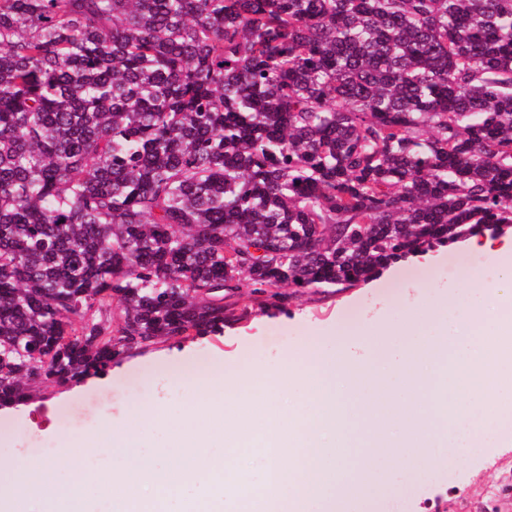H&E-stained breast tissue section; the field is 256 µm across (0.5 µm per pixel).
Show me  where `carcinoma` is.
<instances>
[{"mask_svg": "<svg viewBox=\"0 0 512 512\" xmlns=\"http://www.w3.org/2000/svg\"><path fill=\"white\" fill-rule=\"evenodd\" d=\"M512 227V0H0V406Z\"/></svg>", "mask_w": 512, "mask_h": 512, "instance_id": "1", "label": "carcinoma"}]
</instances>
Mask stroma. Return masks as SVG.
Wrapping results in <instances>:
<instances>
[{
  "label": "stroma",
  "instance_id": "1",
  "mask_svg": "<svg viewBox=\"0 0 512 512\" xmlns=\"http://www.w3.org/2000/svg\"><path fill=\"white\" fill-rule=\"evenodd\" d=\"M470 271L481 282L494 280L496 267L488 257L461 249L440 248L434 262L411 260L392 274H382L353 288L326 292L314 288L288 289L284 310L266 298L241 291L226 301L227 316L220 333L188 340H171L134 355L121 370L84 381L80 391L44 389L24 407L0 414V462L30 449H45L53 457L72 437L96 434L109 421L126 419L134 404H162V421L150 428L151 445L166 448L172 431L182 422L189 404L179 383L196 380L214 401L221 392L212 385V372L223 367L225 378L237 376L242 365L255 373L247 379L253 394L269 387L268 371L288 362L301 363L305 354L293 348L266 345L280 332L295 339L313 337L320 351L357 362L376 364L374 352L351 344L336 346L339 322H378L396 326L427 299L443 298L457 275ZM400 512H512V453L489 461L461 462L448 483L427 481L412 488Z\"/></svg>",
  "mask_w": 512,
  "mask_h": 512
}]
</instances>
